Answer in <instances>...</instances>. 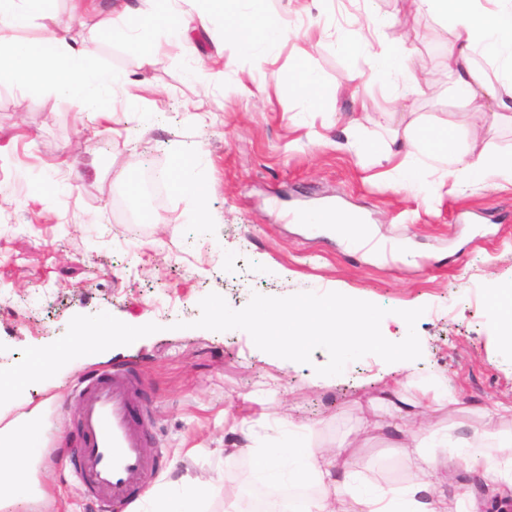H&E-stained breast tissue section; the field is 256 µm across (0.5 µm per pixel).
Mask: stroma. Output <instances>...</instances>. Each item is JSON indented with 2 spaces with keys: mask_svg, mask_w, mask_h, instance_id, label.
Instances as JSON below:
<instances>
[{
  "mask_svg": "<svg viewBox=\"0 0 512 512\" xmlns=\"http://www.w3.org/2000/svg\"><path fill=\"white\" fill-rule=\"evenodd\" d=\"M95 5V17L80 23L70 0H50L49 19L5 34L36 43L66 33L130 83L105 117L45 88L0 89V369L15 365L23 348L60 338L77 315L107 312L160 330L68 363L0 406L6 422L36 413L42 440L30 465L37 495L0 512H98L65 467L80 414L70 388L115 366L145 377L139 406L153 423L148 448L163 458L151 491L205 482L201 512H239L246 497L263 493L254 451L284 446L292 434L313 454L358 440L347 462L360 480L405 486L402 449L362 433L368 419L393 418L376 402L384 386H400L415 402L439 382L457 392L459 404L431 411L417 437L425 453L436 436L469 438L486 408L512 404V349L501 344L488 302L490 285L512 291V181L499 176L454 192L425 166L421 192L398 191L385 166L355 145L388 142L408 122L383 117L391 87L370 57L381 48L403 58L406 81L419 87L412 111L454 131L466 123L448 85L450 24L409 0H266V14L292 33L261 64L242 48L250 20L228 40L197 29L176 47L158 29L132 38L120 24L104 34L95 19L109 2ZM375 13L386 26H373ZM342 40L371 51L340 54ZM298 61L321 78L320 111L283 86ZM199 66L212 79L189 83ZM263 83L271 96L256 93ZM130 93L142 101L134 115L125 110ZM184 159L190 167L182 171ZM158 167L161 191L144 193ZM180 174L206 187L205 218L174 191ZM326 204L361 214L389 256L297 223L299 212ZM306 291L387 308L382 333L392 342L403 338L401 311L423 308L421 358L368 355L324 377L315 369L327 363L325 350L305 365L259 350L245 331L194 325L212 292L240 309L256 292ZM438 477L447 494L462 484L471 493L449 512H488L494 491L475 472L451 465Z\"/></svg>",
  "mask_w": 512,
  "mask_h": 512,
  "instance_id": "1",
  "label": "stroma"
}]
</instances>
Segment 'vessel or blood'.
Here are the masks:
<instances>
[{
    "label": "vessel or blood",
    "instance_id": "b4317fda",
    "mask_svg": "<svg viewBox=\"0 0 512 512\" xmlns=\"http://www.w3.org/2000/svg\"><path fill=\"white\" fill-rule=\"evenodd\" d=\"M142 377L115 367L78 379L72 393L81 408V442L71 475L88 495L103 502L134 503L148 489L160 461L146 453L148 423L135 419Z\"/></svg>",
    "mask_w": 512,
    "mask_h": 512
}]
</instances>
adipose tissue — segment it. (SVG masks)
Wrapping results in <instances>:
<instances>
[{
    "label": "adipose tissue",
    "instance_id": "adipose-tissue-1",
    "mask_svg": "<svg viewBox=\"0 0 512 512\" xmlns=\"http://www.w3.org/2000/svg\"><path fill=\"white\" fill-rule=\"evenodd\" d=\"M143 10L122 0L125 23L133 28L161 25L171 43L185 38L191 27L219 29L229 35L230 19L245 10L261 12L264 0H199L196 15L184 16L174 9L172 0H150ZM453 26L456 46L448 55V72L453 79L454 96L468 110L470 121L462 136L449 134L447 127L425 124L415 118L405 127L397 148H384L379 159L391 164L398 178L395 188L415 191L418 163L429 157L441 162L443 178L458 183H476L503 173L512 176V152L493 153L488 145L504 125L512 126V0H495L496 9L484 15L473 8L475 0H416ZM290 29L283 22L257 24L245 44L258 61L276 54L289 39ZM483 57L493 68L486 76L473 65L474 56ZM124 74L101 71L96 55L86 48L71 45L65 35L54 34L40 43L24 45L5 41L0 36V88L20 84L49 85L59 96L76 101L90 112L105 111L115 87L127 85ZM386 402L397 416L389 431L403 446L417 438L418 413L407 403L399 387L386 391ZM498 411H488L473 432V442L440 438L439 444L449 459L466 467H481L482 477L491 483L512 484V434L497 427ZM32 419L12 421L0 428V448L8 462L0 461V506L33 495L29 463L39 450ZM349 444L329 449L316 459L305 449L291 444L257 450L258 470L269 500V512H447L445 500L434 476L440 466L430 455H406V465L415 475L403 490L393 492L381 487L356 484L346 467ZM313 478L319 487L316 499H292L281 504L286 485Z\"/></svg>",
    "mask_w": 512,
    "mask_h": 512
}]
</instances>
